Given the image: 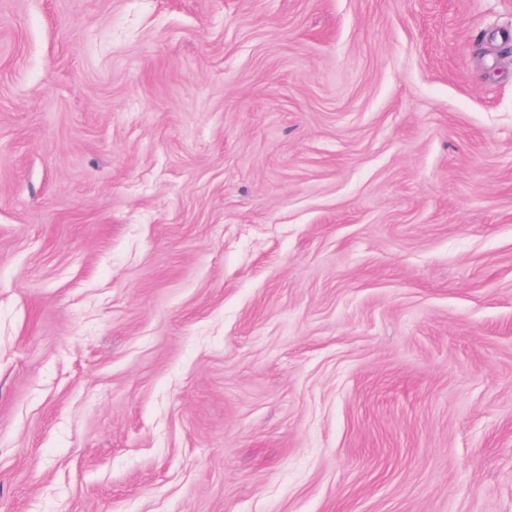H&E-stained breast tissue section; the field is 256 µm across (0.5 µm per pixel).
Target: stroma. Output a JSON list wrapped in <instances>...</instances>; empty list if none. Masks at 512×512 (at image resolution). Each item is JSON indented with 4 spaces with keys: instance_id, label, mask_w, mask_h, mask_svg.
Listing matches in <instances>:
<instances>
[{
    "instance_id": "1",
    "label": "stroma",
    "mask_w": 512,
    "mask_h": 512,
    "mask_svg": "<svg viewBox=\"0 0 512 512\" xmlns=\"http://www.w3.org/2000/svg\"><path fill=\"white\" fill-rule=\"evenodd\" d=\"M0 512H512V0H0Z\"/></svg>"
}]
</instances>
